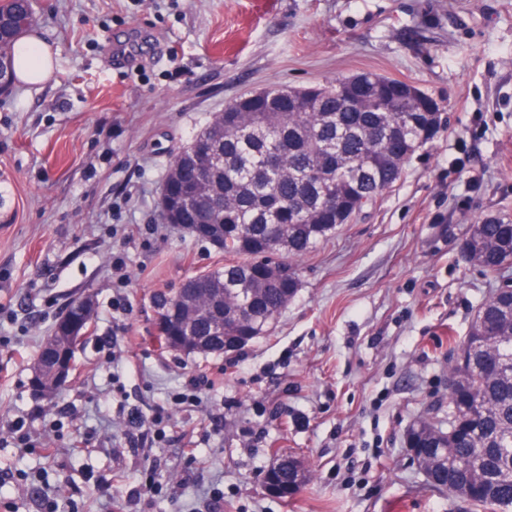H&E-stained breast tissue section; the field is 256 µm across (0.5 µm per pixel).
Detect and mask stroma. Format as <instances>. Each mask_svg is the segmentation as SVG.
<instances>
[{
    "mask_svg": "<svg viewBox=\"0 0 512 512\" xmlns=\"http://www.w3.org/2000/svg\"><path fill=\"white\" fill-rule=\"evenodd\" d=\"M40 87L0 95V512H472L431 487L409 428L448 420V365L494 280L466 229L512 215V0H31ZM363 71L414 83L443 124L365 217L296 262L267 335L160 346L153 297L224 254L157 221L172 155L241 95ZM95 316L68 388L31 367L68 303ZM213 389L179 401L186 377ZM162 414L133 450L131 417ZM52 455L4 439L17 418ZM307 471L262 487L275 454ZM152 499H135L146 482Z\"/></svg>",
    "mask_w": 512,
    "mask_h": 512,
    "instance_id": "35a3bbf8",
    "label": "stroma"
}]
</instances>
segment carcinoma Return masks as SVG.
Wrapping results in <instances>:
<instances>
[{
    "label": "carcinoma",
    "mask_w": 512,
    "mask_h": 512,
    "mask_svg": "<svg viewBox=\"0 0 512 512\" xmlns=\"http://www.w3.org/2000/svg\"><path fill=\"white\" fill-rule=\"evenodd\" d=\"M34 18L31 0H0V65L9 77L14 46ZM307 89L272 85L266 96L215 114L172 156L168 194L181 201L179 223L221 224L224 267L157 297L158 312L179 322L191 301L199 313L187 332L209 336L224 317V339L262 336L297 293L292 260L327 239L398 183L414 153L433 140L443 117L418 86L373 72ZM218 159L205 184L203 162ZM464 257L498 279L478 307L448 369V428L424 420L407 436L434 456L423 470L437 489L486 512H512V217L469 225ZM52 346L73 361V339L53 326Z\"/></svg>",
    "instance_id": "cac0c4a2"
}]
</instances>
